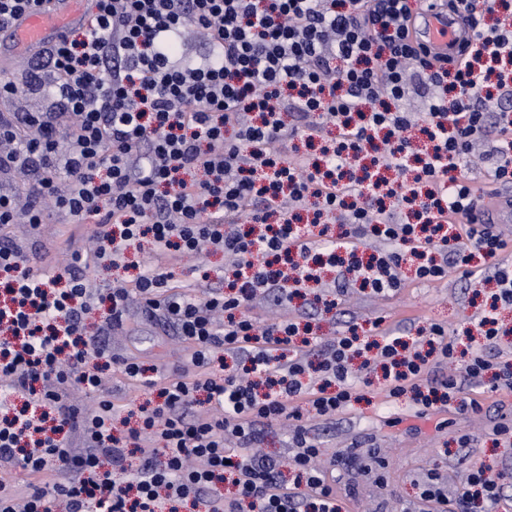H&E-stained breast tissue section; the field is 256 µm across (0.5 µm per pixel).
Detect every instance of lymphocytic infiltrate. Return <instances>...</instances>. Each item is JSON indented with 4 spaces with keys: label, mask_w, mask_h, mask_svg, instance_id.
Returning a JSON list of instances; mask_svg holds the SVG:
<instances>
[{
    "label": "lymphocytic infiltrate",
    "mask_w": 512,
    "mask_h": 512,
    "mask_svg": "<svg viewBox=\"0 0 512 512\" xmlns=\"http://www.w3.org/2000/svg\"><path fill=\"white\" fill-rule=\"evenodd\" d=\"M421 2L92 0L76 38L29 57V89L50 91L56 107L0 113L11 146L0 171L35 173L26 203L0 191V227L36 229L56 212L91 225V247L47 276L45 260L0 240V458L36 478L22 495L1 477L0 512H53L58 502L65 512H179L189 499L209 512H340L308 423L345 412L373 368L387 398H408L419 418L439 407L480 413L465 382L512 390L498 318L512 306V266L499 260L511 243L499 225L474 223L483 192L466 175L473 145L492 139L490 177L512 182V85L488 86L489 64H512V0H449L476 28L459 64L415 36ZM193 31L207 42L198 62L176 54ZM412 88L428 97L418 121L401 107ZM296 139L319 143V159L289 155ZM398 208L414 222H396ZM367 238L383 247L362 258ZM146 244L153 261L132 288L92 287L89 263L116 268ZM209 251L233 260L223 290H172L168 261ZM326 265L338 287L382 298L455 266L495 291L468 319L465 355L437 322L412 345L359 335L351 322L324 345L299 339L294 319L252 315L257 298L288 304ZM134 297L187 342L184 365L164 372L87 334L98 303L116 330ZM93 358L153 395L125 437ZM440 366L450 373L438 379ZM70 388L94 407L68 404ZM284 422L295 449L287 463L259 450L265 429ZM143 437L150 447L127 468L128 445ZM511 482L472 466L458 497L434 474L420 497L497 512Z\"/></svg>",
    "instance_id": "f902f5d3"
}]
</instances>
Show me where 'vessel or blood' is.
I'll return each instance as SVG.
<instances>
[{"label": "vessel or blood", "mask_w": 512, "mask_h": 512, "mask_svg": "<svg viewBox=\"0 0 512 512\" xmlns=\"http://www.w3.org/2000/svg\"><path fill=\"white\" fill-rule=\"evenodd\" d=\"M77 15L76 0H53L50 11L22 17L7 39H0V54L23 53L41 47L62 33ZM468 16L452 14L446 0H431L418 27L420 39L433 54L459 56L466 53L472 41ZM477 222L497 224L512 222V197L495 195L475 213Z\"/></svg>", "instance_id": "1"}]
</instances>
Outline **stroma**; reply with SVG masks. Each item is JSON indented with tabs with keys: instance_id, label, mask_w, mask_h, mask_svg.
<instances>
[{
	"instance_id": "obj_1",
	"label": "stroma",
	"mask_w": 512,
	"mask_h": 512,
	"mask_svg": "<svg viewBox=\"0 0 512 512\" xmlns=\"http://www.w3.org/2000/svg\"><path fill=\"white\" fill-rule=\"evenodd\" d=\"M27 61L18 56H0V80L14 82L16 93L0 96L1 112H45L53 108L51 98L29 94L26 83ZM91 227L72 224L51 215L37 232L27 225L15 224L11 235L31 252H43L57 258L89 246ZM225 258L220 252L187 256L173 267L174 284L191 282L209 273L212 286L224 285ZM480 302L468 279L449 271L447 279L427 284L408 282L395 297L383 299L348 285L339 308L312 313L309 306L293 302L282 308L263 299L252 309L259 321L275 315L299 318L312 316L322 341H330L355 321L362 334L372 336L383 329L398 336L415 335L418 328L431 322L448 327L456 335L467 325ZM105 340L116 354H133L148 364L166 368L181 365L186 344L173 328L148 320L139 306H131L122 330L106 332ZM360 399L335 418L309 423V434L321 442L323 468L336 478V493L344 512H424L420 501V480L430 472L442 477L449 495H456L465 468L460 458L484 465L490 473L512 469V440L495 436L497 424H512V393L493 392L485 384L466 385L464 394L483 404L480 414L457 416L440 411L421 419L410 414L407 398L389 401L381 380L361 388ZM399 418L397 426H388L391 418ZM470 438L469 448H460L461 435ZM347 448L356 456L351 466L334 461L337 450Z\"/></svg>"
}]
</instances>
